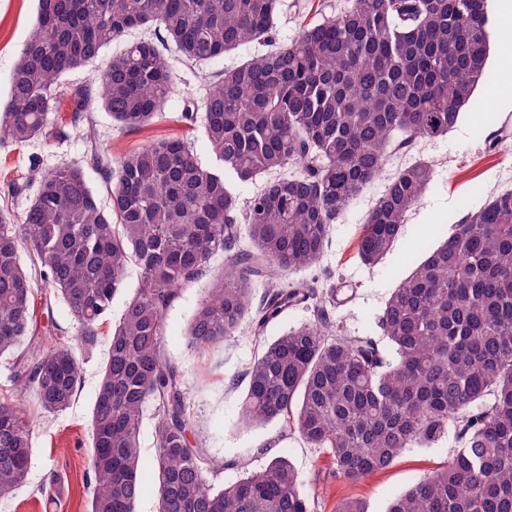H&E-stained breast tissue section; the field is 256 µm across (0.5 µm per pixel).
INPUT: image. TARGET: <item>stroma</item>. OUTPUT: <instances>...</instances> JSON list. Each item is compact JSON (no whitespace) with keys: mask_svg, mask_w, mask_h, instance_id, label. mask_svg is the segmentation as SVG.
<instances>
[{"mask_svg":"<svg viewBox=\"0 0 512 512\" xmlns=\"http://www.w3.org/2000/svg\"><path fill=\"white\" fill-rule=\"evenodd\" d=\"M277 23V44H291L300 29L325 16L339 15L346 0H304L302 13H294L293 0ZM36 12V0H0V95H6L14 65L26 42ZM256 47L225 54L202 69L187 66L177 54L168 53L176 76L177 91L165 112L153 123L129 131L113 122L102 108L88 117L69 122L67 135L47 141L35 140L23 146H0V208L21 216L36 192L27 182L31 162L48 170L64 163H85L87 180L101 207L110 198L101 171L90 167L91 148L110 160H118L145 144L169 137L187 139L202 165L211 167L215 157L202 123L182 121L185 110H200L216 73L238 65L256 54ZM512 72V56L491 46L486 77L475 91V102L463 110L461 122L448 135L423 142L415 155L432 160L435 172L421 202L410 212L393 251L377 266L368 267L357 255L362 222L382 190V183L370 186L354 200L334 225L321 261L298 272L300 280L329 277L336 287H348L352 298L335 307L337 334L380 336L377 317L391 291L423 261L427 248L442 241L464 214L481 206L492 193L512 188V141L489 151L488 141L498 126L512 130V91L503 90L505 74ZM141 271L129 266L123 291L101 328L93 355L79 356L82 380L71 406L59 413H44L33 393H25L21 404L34 420L31 466L25 483L0 499V512H87L89 508L88 453L92 445L91 415L100 368L107 357L108 337L122 316L124 303L138 287ZM210 275L186 283L170 309L164 326L162 355L182 375L184 402L194 428L203 434L207 455L221 463L218 482L229 484L244 472L258 471L274 456H284L293 466L302 490L310 496L315 512H333L337 502L355 496L368 505L369 512H385L387 505L441 467L457 446L455 431L429 447L405 449L391 467L353 485L333 476L326 449L307 446L298 436L284 434L279 423L251 427L241 420L246 391L245 372L263 342L313 318L311 308L299 307L256 339L250 324H242L234 337L222 345L197 353L187 347L189 320L205 297Z\"/></svg>","mask_w":512,"mask_h":512,"instance_id":"obj_1","label":"stroma"}]
</instances>
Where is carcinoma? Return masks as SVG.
I'll return each instance as SVG.
<instances>
[{"instance_id":"carcinoma-1","label":"carcinoma","mask_w":512,"mask_h":512,"mask_svg":"<svg viewBox=\"0 0 512 512\" xmlns=\"http://www.w3.org/2000/svg\"><path fill=\"white\" fill-rule=\"evenodd\" d=\"M35 24L0 99V144L64 134L52 119L67 105L90 111L87 85L62 82L130 30L163 36L112 57L100 101L136 130L175 91L162 49L191 64L261 46L218 74L204 101L216 165L191 143H149L116 166L99 154L111 205L101 208L79 164L41 173L20 221L0 210V356L42 411L67 409L81 384L76 352L89 356L130 264L142 278L112 327L92 411L90 512H136L140 427L156 417L158 512H314L286 458L228 486L199 440L191 441L182 382L162 357L165 318L180 288L218 253L221 272L194 312L188 346L205 350L253 334L314 302V319L264 344L247 371L246 423H282L326 448L336 475L357 483L404 449L428 447L449 428L460 447L387 512H512V190L467 213L395 288L378 317L389 348L372 336L334 334L336 289L282 278L320 261L333 224L380 180L389 161L448 134L486 75L489 0H348L337 17L273 45L281 0H37ZM268 180L241 204L234 183ZM433 177L422 159L400 164L369 210L358 256L380 263ZM26 248L49 284L42 309L60 301L77 336L44 343L30 310ZM263 279L268 291L252 303ZM32 421L0 393V498L23 484Z\"/></svg>"}]
</instances>
